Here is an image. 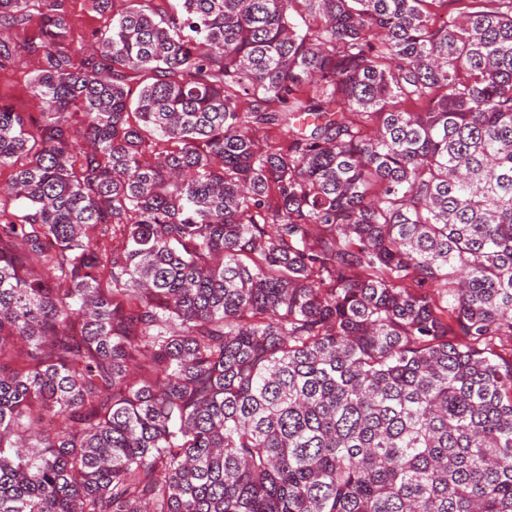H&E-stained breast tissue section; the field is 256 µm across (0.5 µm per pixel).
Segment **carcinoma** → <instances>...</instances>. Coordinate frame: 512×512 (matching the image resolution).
<instances>
[{"label":"carcinoma","mask_w":512,"mask_h":512,"mask_svg":"<svg viewBox=\"0 0 512 512\" xmlns=\"http://www.w3.org/2000/svg\"><path fill=\"white\" fill-rule=\"evenodd\" d=\"M43 2L0 512H512V0ZM66 3L74 38L81 46L89 45L93 31L112 18V8L104 14L97 13L91 9L89 0H66Z\"/></svg>","instance_id":"obj_1"}]
</instances>
